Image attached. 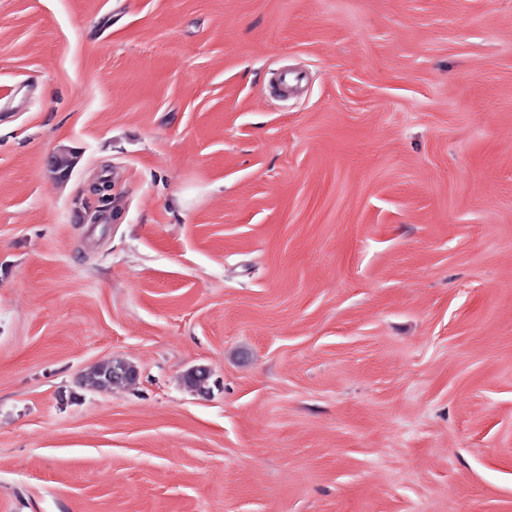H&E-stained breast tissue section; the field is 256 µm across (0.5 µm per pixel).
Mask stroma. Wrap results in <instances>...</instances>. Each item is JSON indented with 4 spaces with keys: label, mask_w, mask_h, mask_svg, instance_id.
<instances>
[{
    "label": "stroma",
    "mask_w": 512,
    "mask_h": 512,
    "mask_svg": "<svg viewBox=\"0 0 512 512\" xmlns=\"http://www.w3.org/2000/svg\"><path fill=\"white\" fill-rule=\"evenodd\" d=\"M0 512H512V0H0ZM121 361L122 359H112L104 364L96 365L84 374V378L97 389L104 390L119 386L121 383L117 379H112V372L119 368Z\"/></svg>",
    "instance_id": "stroma-1"
}]
</instances>
